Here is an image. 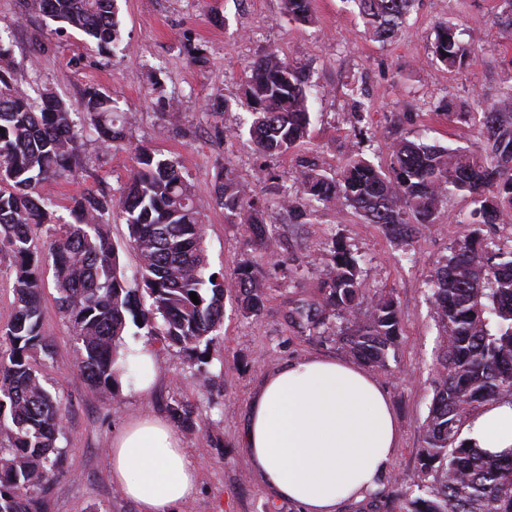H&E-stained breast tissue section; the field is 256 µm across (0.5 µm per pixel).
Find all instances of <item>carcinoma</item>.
<instances>
[{
	"mask_svg": "<svg viewBox=\"0 0 512 512\" xmlns=\"http://www.w3.org/2000/svg\"><path fill=\"white\" fill-rule=\"evenodd\" d=\"M30 2L42 15L81 31L98 53L111 56L119 48L116 0ZM349 2L381 42L399 36L416 4ZM284 10L291 21H310V0H284ZM432 54L459 68L466 48L452 26L440 23ZM19 77L10 46L0 40V240L12 257L14 295L12 318L0 334V512H44L43 499L65 457L57 446L62 408L38 369L39 360L52 354L44 331V256L52 259L54 301L69 324L79 368L99 392L118 386L116 365L128 322L201 361L223 325L224 294L235 293L243 310L257 315L265 289L249 266L230 274L210 269L193 184L178 163L145 147L136 149L119 198L88 189L72 199L71 220L59 221L48 185L88 169L75 113L52 93L20 95ZM244 95L259 154L284 155L310 139L306 75L278 51L267 50L250 63ZM82 107L84 125L104 147L125 139V122L110 95L89 86ZM442 109L450 120H472L483 147L449 149L402 139L389 147L387 169L353 152L334 176L303 160L277 206L300 220L320 207H351L407 242L437 223L448 195L464 193L475 204V224L502 223L512 216V85L478 112H457L450 101ZM215 201L268 254L277 255V241L263 224L266 199L248 193L226 170L217 176ZM114 215L127 225L138 256L136 290L128 287L109 236ZM319 288L318 299L293 308L299 327L311 336L330 329L354 357L387 369L402 331L393 295H366L359 259L336 242ZM429 289L440 361L418 449V480L410 491L395 481L379 496L400 500L399 512H512V448L492 455L463 438L471 416L512 400V249L491 246L477 229L437 264ZM169 412L189 427L203 420L201 411L183 401H174Z\"/></svg>",
	"mask_w": 512,
	"mask_h": 512,
	"instance_id": "obj_1",
	"label": "carcinoma"
}]
</instances>
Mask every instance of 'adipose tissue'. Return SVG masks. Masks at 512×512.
Masks as SVG:
<instances>
[{
  "mask_svg": "<svg viewBox=\"0 0 512 512\" xmlns=\"http://www.w3.org/2000/svg\"><path fill=\"white\" fill-rule=\"evenodd\" d=\"M464 436L512 448V401L472 417ZM399 429L388 396L354 363L307 357L270 375L252 402L242 444L253 470L301 512H338L382 488ZM113 485L138 512H175L197 492L198 466L164 419L141 415L112 440Z\"/></svg>",
  "mask_w": 512,
  "mask_h": 512,
  "instance_id": "ef3b65f1",
  "label": "adipose tissue"
}]
</instances>
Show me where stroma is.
<instances>
[{"label": "stroma", "mask_w": 512, "mask_h": 512, "mask_svg": "<svg viewBox=\"0 0 512 512\" xmlns=\"http://www.w3.org/2000/svg\"><path fill=\"white\" fill-rule=\"evenodd\" d=\"M117 4L121 50L105 57L80 31L59 28L28 0H0V41L12 49V65L22 75L20 93L34 99L48 89L77 112L83 90L95 86L112 96L127 123L126 140L109 149L93 131H84L80 150L91 174L54 184L57 215L69 218L72 198L87 188L118 194L135 166L136 148H151L178 161L196 188L211 269L230 273L254 267L266 300L260 314L248 316L235 296H225L224 324L203 365L179 349L162 348L146 329L129 327L125 347L144 345L156 355L155 386L138 392L130 375L117 392L102 394L88 386L55 292L46 288L44 328L53 356L42 374L61 403L57 445L66 452L64 471L51 482L47 512H137L112 484L107 450L129 419L168 417L176 400L207 417L204 425L177 429L199 467L198 493L177 512H298L274 499L253 474L242 436L251 399L281 363L348 356L335 336L305 335L289 318L293 302L318 297L334 241L359 257L367 293L393 291L399 306L403 334L388 370L373 375L389 396L400 430L391 476L409 488L418 476L417 450L437 371L439 338L428 281L451 248L472 236L471 198L448 196L437 224L409 246L349 207L320 209L306 224L289 223L286 211L272 208L265 215L268 231L291 258L277 265L243 225L225 216L215 202L214 183L222 168L230 167L247 190L274 199L280 185L290 184L300 157L316 158L333 173L354 150L386 164L390 143L403 138L450 148L477 145L476 127L449 120L441 104L451 99L458 111L474 112L512 84V29L497 22L501 0H419L391 42L371 39L344 0H311L312 21L305 25L284 19L283 0ZM441 22L456 28L468 51L462 68L451 71L432 58ZM270 48L304 67L317 91L309 140L279 157L256 153L243 104L245 70ZM217 98L224 102L220 116L210 109ZM360 100L369 111H358ZM171 102L182 112L179 134L163 119Z\"/></svg>", "instance_id": "35a3bbf8"}]
</instances>
